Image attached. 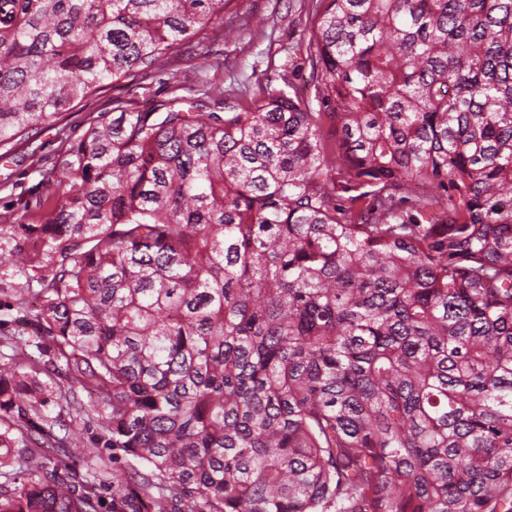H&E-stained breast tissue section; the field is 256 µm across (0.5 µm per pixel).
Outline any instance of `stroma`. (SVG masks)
<instances>
[{
  "mask_svg": "<svg viewBox=\"0 0 512 512\" xmlns=\"http://www.w3.org/2000/svg\"><path fill=\"white\" fill-rule=\"evenodd\" d=\"M311 0H228L224 24L238 29L236 40L221 42L216 32L197 36L192 49L172 53L164 72L136 75L74 104L55 125L36 138L20 137L0 158V248L11 249L19 224L40 223L53 187L42 181L43 170L58 163L67 144L81 139L114 100L144 109L170 97L175 83L199 88L201 80L223 83L225 106L241 107L251 92L269 85L307 93L310 62L306 51L289 54L311 24ZM37 283L27 282L9 263L0 264V364L11 351L4 337L19 329L18 298H31ZM53 434L65 447L89 446L96 431L93 407L84 392L56 398L48 406Z\"/></svg>",
  "mask_w": 512,
  "mask_h": 512,
  "instance_id": "35a3bbf8",
  "label": "stroma"
}]
</instances>
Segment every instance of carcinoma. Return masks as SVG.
I'll return each mask as SVG.
<instances>
[{"instance_id":"obj_1","label":"carcinoma","mask_w":512,"mask_h":512,"mask_svg":"<svg viewBox=\"0 0 512 512\" xmlns=\"http://www.w3.org/2000/svg\"><path fill=\"white\" fill-rule=\"evenodd\" d=\"M224 2L0 0V148ZM308 48L316 109L117 99L43 173L0 253L40 285L0 512H512V0H316ZM40 373L96 398L112 472L59 475Z\"/></svg>"}]
</instances>
